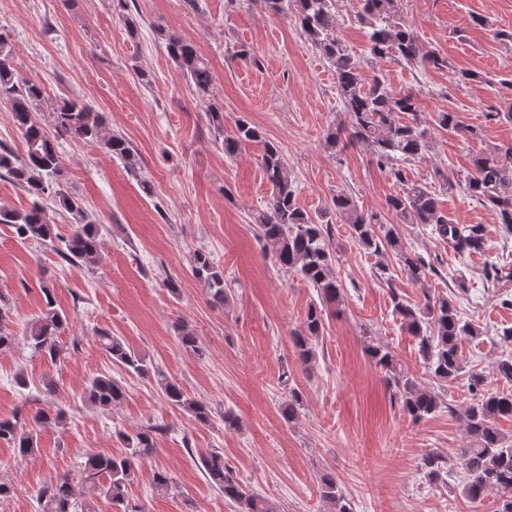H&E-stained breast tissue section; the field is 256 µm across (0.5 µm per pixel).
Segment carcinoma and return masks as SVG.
I'll return each mask as SVG.
<instances>
[{
	"instance_id": "obj_1",
	"label": "carcinoma",
	"mask_w": 512,
	"mask_h": 512,
	"mask_svg": "<svg viewBox=\"0 0 512 512\" xmlns=\"http://www.w3.org/2000/svg\"><path fill=\"white\" fill-rule=\"evenodd\" d=\"M271 15L288 13L296 7L298 21L315 49L329 62L336 73V87L343 111L348 115V130L336 129L326 136L331 148H346L351 143L369 146L379 165L402 189L389 197L388 209L412 224L432 226L439 238L448 241L460 255L481 251L485 247L482 226L458 224L441 209L438 196L427 184L410 182L406 165L426 159L431 148L430 124L420 110L419 94L413 91L395 93L383 74L367 81L360 72V61L336 35L338 0H258ZM356 20L366 29L367 52L373 59L389 58L403 66L444 70L448 58L439 51L424 48L413 25L396 7V0H358ZM167 50L198 97L207 99L213 76L208 62L194 44L173 34L167 37ZM0 102L10 108L15 126L26 144V155L17 158L12 152H0V172L19 185L31 198L23 210L0 208V224H8L16 238L50 247L67 263L97 267L102 264L101 227L89 220L84 204L64 185L57 151V136H68L85 142H96L124 164L133 176L139 174L137 154L121 135L107 131L102 113L81 96L58 102L50 112L55 134H50L39 117L46 103L42 84L21 77L14 64L13 44L0 32ZM216 121L218 134L224 136V155L236 156L247 144H263L261 168L271 185L265 210L254 217L259 236L272 247L273 258L280 268L302 277L318 293L320 305L308 308L303 326L292 336L296 354L304 363L316 357L315 340L323 330L324 311L341 302L342 281L336 274L335 257L330 250L331 222L324 211L314 214L297 205V188L288 172L287 162L279 146L263 138L258 127L247 120L235 122L231 134H224L219 123V108L208 106ZM450 130L464 140H478L481 132L460 123L453 112H439L434 123ZM473 172L465 190L485 208L491 210L505 231L512 230V143L484 149L472 159ZM51 199L67 215L71 232L63 236L50 217L45 199ZM336 215L349 224L352 236L362 247L381 258L378 269L388 270L382 261L391 252L406 273L419 281L426 276V263L419 255L405 250L395 225L384 224L373 214L363 213L352 196L341 193L333 200ZM189 265L193 275L204 285L215 306L224 305L227 288L224 275L217 270L210 256L193 252ZM46 305L41 314L28 323L24 338L34 353L61 359L66 350L58 335L68 324L67 314L54 306L51 287L43 288ZM394 312L401 326L416 338L419 355L429 375L440 382L459 378L463 366L460 345L463 340L479 335V330L463 320L449 297H438L422 306L404 301L397 293L390 294ZM11 307L0 294V353L12 349L16 333L9 328ZM97 342L112 360L138 374L149 373L144 361L131 353L123 340L107 330L98 332ZM180 343L186 353L198 358L205 355L200 339L184 332ZM375 365L382 368L395 387L402 411L419 421L440 408L439 396L422 386L414 377L397 368L392 353L381 347L369 350ZM512 381V356L500 359L489 374L472 373L467 388L472 402L465 411V432L469 446L460 449L459 463L466 473L464 493L473 502L493 495L499 503L498 512H512V444L498 427V421L512 418V393L492 387L491 378ZM159 389L174 407L190 413L197 422L210 420L208 408L188 397L179 382L163 373L157 374ZM125 398L120 381L99 375L90 380L85 401L93 408L109 412ZM38 419L60 426L66 414L58 406L42 409ZM157 426H146L120 438L124 454L119 457L89 455L80 473L84 500H79L73 478L58 476L36 490L39 512H94L92 500L117 507L126 506L127 488L135 476L139 461L157 452ZM16 448L22 456L38 450V433L10 419L0 420V443ZM200 467L209 483L224 494V499L237 504L239 512H273L265 502L245 491L233 468L224 461V454L208 451L199 454ZM422 465L429 479L436 480L452 468L449 458L428 453ZM320 494L334 512H353L348 500L339 491L336 479L322 474Z\"/></svg>"
}]
</instances>
